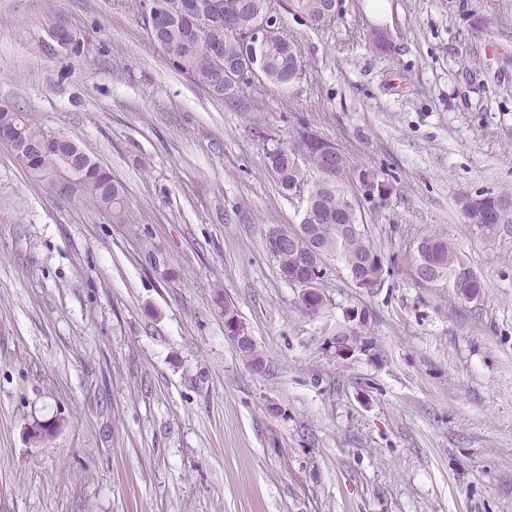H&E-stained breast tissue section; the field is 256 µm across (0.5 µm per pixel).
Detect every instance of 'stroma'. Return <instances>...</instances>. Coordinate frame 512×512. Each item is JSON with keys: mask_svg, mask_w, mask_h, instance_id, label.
I'll return each mask as SVG.
<instances>
[{"mask_svg": "<svg viewBox=\"0 0 512 512\" xmlns=\"http://www.w3.org/2000/svg\"><path fill=\"white\" fill-rule=\"evenodd\" d=\"M275 16L305 77L218 98L136 0H0V105L110 170L133 217L0 144V512H512V226L484 237L462 209L512 193V0ZM58 19L80 55L49 38ZM302 125L392 187L362 212L381 287L329 261L315 313L266 243L302 219L266 158ZM430 234L466 255L477 302L410 279ZM227 300L264 371L225 337ZM357 309L375 353L338 359ZM38 421L59 430L33 440Z\"/></svg>", "mask_w": 512, "mask_h": 512, "instance_id": "stroma-1", "label": "stroma"}]
</instances>
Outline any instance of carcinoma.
<instances>
[{
	"mask_svg": "<svg viewBox=\"0 0 512 512\" xmlns=\"http://www.w3.org/2000/svg\"><path fill=\"white\" fill-rule=\"evenodd\" d=\"M214 9L205 13L203 25L190 24L182 19L174 20L160 32L158 43L168 54L173 67L182 74L207 86L218 95L228 90L215 88V83L224 70V63L233 62L244 68L250 52L240 42L235 31L247 28L263 19L269 0H231L236 4L232 18L224 14L226 0H205ZM292 10L306 17L312 27H322L323 16L330 0H289ZM217 44L222 49L221 59L209 54V48ZM264 86L286 87V72L297 66L307 70L306 60L301 56L293 41L285 35L267 44L264 49ZM10 118L0 124L3 128L16 129L24 137L40 146L39 152L24 168L34 177L64 168L68 157L75 155L74 145L52 138L51 132L33 124L26 115L15 109ZM268 171L283 194L300 185L310 186L313 193L310 204L317 212V222L300 223L301 233L294 236V242L285 250L278 268L288 267L298 257L305 260L308 268L298 273L307 276L311 269H327L326 260H339L352 283L372 290L381 286L387 269L382 254L371 242L367 225L362 220L361 208L352 204L354 192L368 189L373 194H389L390 187L378 173L361 168L351 170L346 154L337 157L338 175L326 172L328 161L321 149L301 139L278 141L267 152ZM79 197L97 209L107 213L115 224L131 223L125 206L124 189L101 165L94 164L84 171V187ZM506 194H481L468 198L464 214L468 223L491 237L502 225L512 224V210L501 209ZM423 246L414 256L410 276L419 285L433 288H449L461 298L471 291L477 274L466 260V256L447 239L431 234L421 239ZM338 336L367 335L366 314L348 311L344 324L336 329ZM237 351L255 369L263 368L264 358L250 340L236 345ZM59 426L54 422H37L31 427V438L43 441L56 434Z\"/></svg>",
	"mask_w": 512,
	"mask_h": 512,
	"instance_id": "carcinoma-1",
	"label": "carcinoma"
}]
</instances>
